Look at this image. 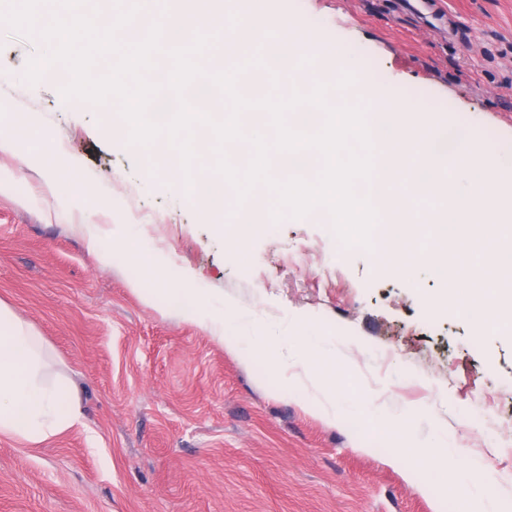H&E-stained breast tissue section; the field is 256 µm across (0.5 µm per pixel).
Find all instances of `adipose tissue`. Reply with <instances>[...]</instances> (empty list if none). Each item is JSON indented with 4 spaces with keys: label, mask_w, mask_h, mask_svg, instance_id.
<instances>
[{
    "label": "adipose tissue",
    "mask_w": 512,
    "mask_h": 512,
    "mask_svg": "<svg viewBox=\"0 0 512 512\" xmlns=\"http://www.w3.org/2000/svg\"><path fill=\"white\" fill-rule=\"evenodd\" d=\"M80 418L71 385L45 379L40 336L0 301V434L39 443L70 429Z\"/></svg>",
    "instance_id": "1"
}]
</instances>
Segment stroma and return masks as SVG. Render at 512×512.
I'll list each match as a JSON object with an SVG mask.
<instances>
[{"instance_id": "stroma-1", "label": "stroma", "mask_w": 512, "mask_h": 512, "mask_svg": "<svg viewBox=\"0 0 512 512\" xmlns=\"http://www.w3.org/2000/svg\"><path fill=\"white\" fill-rule=\"evenodd\" d=\"M253 7L302 22L317 62L347 56L512 164V0H436L438 29L399 0ZM48 50L0 26V301L82 416L39 444L0 435V512H505L512 335H477L433 306V273L377 267L332 225L222 234L171 177L148 178V148L64 99L63 66L26 81ZM186 288L223 323L186 319ZM307 335L326 364H300ZM343 378L352 395L335 393ZM449 459L485 469L431 492Z\"/></svg>"}]
</instances>
